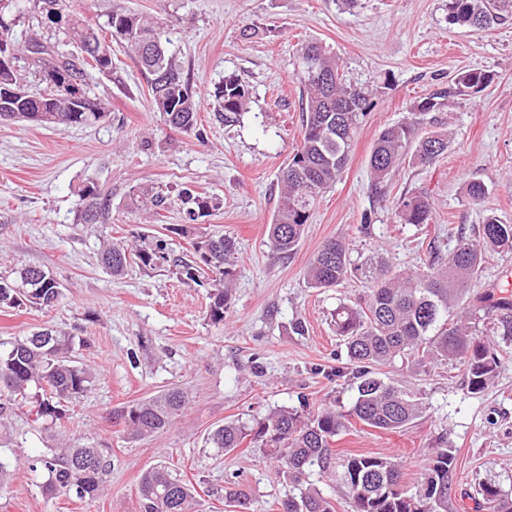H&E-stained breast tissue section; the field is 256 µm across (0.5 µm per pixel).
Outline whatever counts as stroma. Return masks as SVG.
<instances>
[{"label": "stroma", "instance_id": "1", "mask_svg": "<svg viewBox=\"0 0 512 512\" xmlns=\"http://www.w3.org/2000/svg\"><path fill=\"white\" fill-rule=\"evenodd\" d=\"M71 12L97 21L112 9L157 19L170 54L198 102V132L170 129L152 109L149 77L133 55L113 54L111 75L92 74L88 91L109 117L89 127H44L0 120V275L31 264L52 272L64 297L49 309L0 312V342L39 327L71 332L75 360L93 374L90 392L70 403L56 424L32 422L16 407L0 426V460L11 465L0 512H141L140 475L163 465L197 490L198 512H228L224 488L236 478L251 512H279L291 490L278 464L251 447L212 448L209 432L227 422L253 425L277 407L335 405L348 412L355 384L331 322L339 303L369 293L353 278L330 289L310 287L306 268L322 245L342 238L352 259L375 255L397 271H419L430 245L453 248L449 227H477L492 213L512 224V20L483 32L454 25L448 0H69ZM308 40L329 46L347 81L376 93L348 163L312 212L296 251L280 256L267 237L280 186L277 176L302 139L301 73L297 50ZM491 72L482 92L452 100L434 113V129L451 135L432 166L403 167L385 200L370 189L369 157L384 128L403 121L410 105L460 69ZM251 92L240 124L225 126L215 98L225 77ZM488 188L473 205L466 185ZM96 182L112 194L107 223L79 224V188ZM136 185L162 191L186 187L217 199L203 230L235 239L231 305L221 323L208 315L210 281L184 284L175 271L131 265L119 278L101 265L103 242L145 247L173 240L192 255L191 239L173 237L179 207L159 214L133 209ZM426 192L430 223H399L401 194ZM368 232H361V224ZM475 292L512 296V251L489 253ZM302 322L303 333L292 325ZM501 365L483 393H471L462 371L441 366L415 372L386 368L425 409L408 428L379 430L349 417L337 453L396 459L416 488L434 449L456 457L448 512H483L479 489L512 491V343L499 347ZM172 387L187 408L170 429L128 438L114 411ZM108 449L112 468L94 498L54 495L35 462L52 448Z\"/></svg>", "mask_w": 512, "mask_h": 512}]
</instances>
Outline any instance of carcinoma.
Here are the masks:
<instances>
[{"mask_svg": "<svg viewBox=\"0 0 512 512\" xmlns=\"http://www.w3.org/2000/svg\"><path fill=\"white\" fill-rule=\"evenodd\" d=\"M28 14L42 24L58 27L62 37L43 41L32 33L24 41V52L47 54L50 60L35 59L43 69L44 88L27 91L14 67L0 70V112L9 119L43 126H89L106 119L108 107L89 96L87 67L112 72V53L119 46L133 53L142 70L150 76L155 111L173 129L191 132L197 127V104L188 78L168 56L163 25L131 12L112 11L106 19L90 23L67 8L66 0H0V42L12 46L13 20L7 13ZM449 18L459 26L490 30L512 18V0H448ZM80 49L77 62L69 46ZM299 68L303 75L305 124L300 145L280 175L281 192L271 224L267 226L271 248L288 255L298 246L311 212L321 193L336 184L351 152L355 136L372 103L373 89L343 79L336 54L327 46L310 42L301 47ZM492 75L479 69L458 71L446 87L413 102L411 118L384 128L369 158L371 187L385 195L388 183L403 164L415 168L432 165L447 150L448 132L419 135L424 116L440 112L450 99L486 88ZM14 88L18 94L4 98L1 91ZM80 90L81 110L70 97ZM224 125L240 123L250 99L249 88L229 76L218 91ZM485 184L477 179L467 185V195L475 205L484 202ZM185 223L177 234L195 237L194 257L187 259L163 239L144 248L133 249L122 242L103 245L101 263L114 277L121 276L130 261L149 269L173 267L180 278L199 283L212 282L209 318L224 321L231 299V265L237 246L224 235L197 234V221L216 207L212 200L190 190L177 195ZM167 198L141 185L132 189L130 205L154 211ZM112 210V194L97 183L87 182L78 191L76 218L80 224H102ZM403 224H428L432 203L420 190L406 192L397 205ZM454 248L443 254L429 253L426 269L411 274L392 270L378 257L357 264L345 243L326 242L309 265L306 277L313 288H332L352 277L362 276L374 283L363 299L336 307L334 326L342 337L348 360L355 369L356 399L350 415L380 430L403 429L423 412L416 394L383 378L380 368L396 360L419 369L431 365L455 364L463 367L468 388L484 391L494 378L501 359L495 347L474 336L469 326L472 316L482 312L493 316L496 332L512 340V299H493L489 293L476 296L477 305L466 315L454 311L470 294L472 283L488 251L512 250V224L502 223L494 214L485 217L475 235L448 229ZM63 298L59 282L49 271L21 265L0 276V309L23 307L45 309ZM74 337L64 331L43 328L10 342L0 353V418L23 405L34 421H56L64 415V404L87 395L92 376L74 364L71 351ZM187 397L178 389L139 401L114 413L129 435L143 439L168 430L186 408ZM345 428V414L333 406L316 411L282 407L268 413L256 426L226 422L214 429L213 447L232 451L249 441L258 444L263 457L278 463L284 477L298 490L280 502V512H332L322 491L304 486L307 470L326 467L332 458V443ZM455 456L446 448L433 451L421 484L405 488L398 464L372 453L348 454L340 462L339 480L351 496L353 512H448L449 475ZM48 473L51 492H73L79 499L96 496L110 466L102 448L77 446L56 448L40 459ZM224 491L226 501L237 512H250V499L241 490ZM143 512H195V489L157 466L144 472L138 483ZM485 512H512V495L487 483L480 487Z\"/></svg>", "mask_w": 512, "mask_h": 512, "instance_id": "carcinoma-1", "label": "carcinoma"}]
</instances>
